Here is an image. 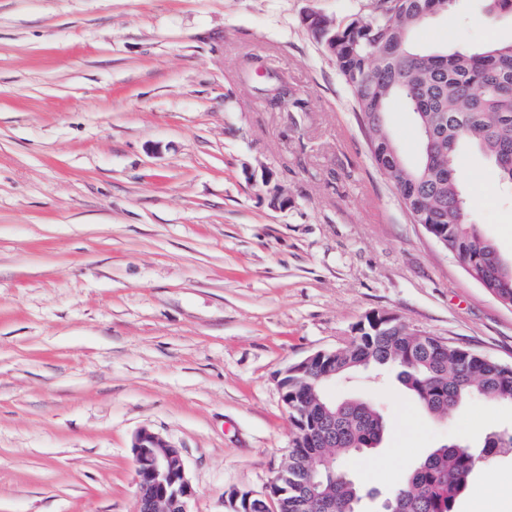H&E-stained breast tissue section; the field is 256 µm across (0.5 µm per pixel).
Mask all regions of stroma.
<instances>
[{
    "label": "stroma",
    "mask_w": 512,
    "mask_h": 512,
    "mask_svg": "<svg viewBox=\"0 0 512 512\" xmlns=\"http://www.w3.org/2000/svg\"><path fill=\"white\" fill-rule=\"evenodd\" d=\"M369 2L0 0V512H138L143 429L179 449L191 512H228L291 446L280 373L373 312L512 365V306L413 223L310 26ZM510 41L483 0L413 34ZM279 78L303 111L266 106ZM387 119L415 165L413 112L396 99ZM458 177L511 264L512 194L474 151ZM326 392L387 421L353 462L363 512L448 440L512 432L510 403L436 418L369 370ZM455 510L512 512V452Z\"/></svg>",
    "instance_id": "1"
}]
</instances>
